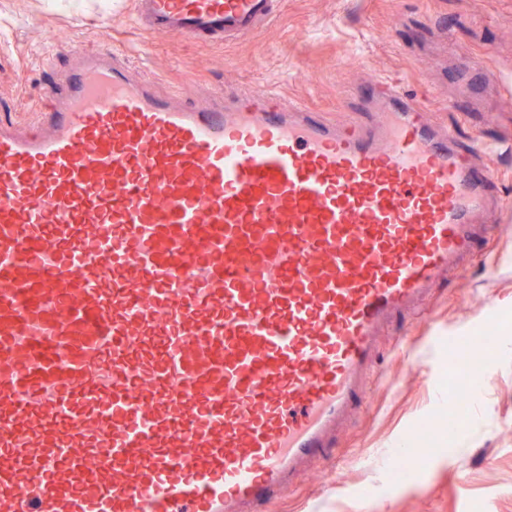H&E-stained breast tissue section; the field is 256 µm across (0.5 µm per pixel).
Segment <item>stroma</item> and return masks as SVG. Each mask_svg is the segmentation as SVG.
Returning <instances> with one entry per match:
<instances>
[{
    "mask_svg": "<svg viewBox=\"0 0 512 512\" xmlns=\"http://www.w3.org/2000/svg\"><path fill=\"white\" fill-rule=\"evenodd\" d=\"M127 56L158 89L189 101L274 87L330 122H365L355 90L394 82L427 120L462 143L495 139L480 156L512 198V0H275L268 23L221 43L152 37L132 0H0V110L26 123L53 69L76 45ZM476 264L451 276L422 316L383 330L369 397L293 489L261 512H512V345L503 346L469 412L448 428V339L487 322L512 337V208L483 216ZM436 433L415 481L387 490L390 455L421 422Z\"/></svg>",
    "mask_w": 512,
    "mask_h": 512,
    "instance_id": "stroma-1",
    "label": "stroma"
}]
</instances>
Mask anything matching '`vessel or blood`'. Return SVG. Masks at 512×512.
<instances>
[{"instance_id": "b4317fda", "label": "vessel or blood", "mask_w": 512, "mask_h": 512, "mask_svg": "<svg viewBox=\"0 0 512 512\" xmlns=\"http://www.w3.org/2000/svg\"><path fill=\"white\" fill-rule=\"evenodd\" d=\"M163 36L271 0H135ZM77 49L0 118V512H256L365 395L383 327L476 261L496 178L390 83L375 126L197 106Z\"/></svg>"}]
</instances>
